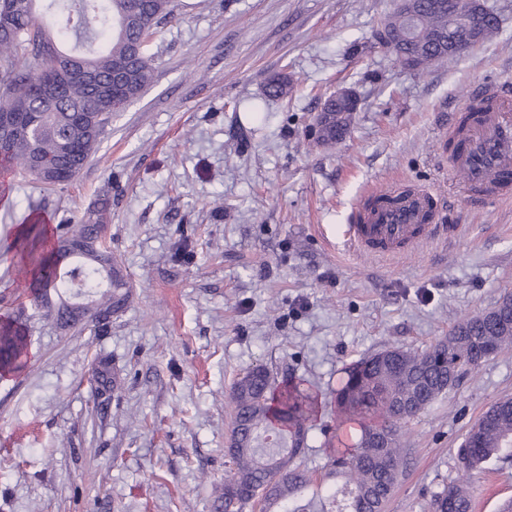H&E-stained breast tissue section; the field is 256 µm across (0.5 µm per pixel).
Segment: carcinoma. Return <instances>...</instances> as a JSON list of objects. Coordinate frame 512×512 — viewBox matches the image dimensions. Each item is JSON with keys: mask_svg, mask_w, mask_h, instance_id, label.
<instances>
[{"mask_svg": "<svg viewBox=\"0 0 512 512\" xmlns=\"http://www.w3.org/2000/svg\"><path fill=\"white\" fill-rule=\"evenodd\" d=\"M11 18L0 24V114L13 123L0 143V173L20 171L42 184L37 157L51 159L60 173L58 184L76 177L97 152L112 113L99 111L100 84L115 74L126 81L115 94L131 102L154 78L149 41L158 24L174 9V0H46L51 27L39 17L41 0H3ZM470 11V0H413L411 11L399 7L374 33L383 46L408 24L413 37L402 52L415 58L420 70L436 61L461 55L491 38L498 29L495 13L475 35L457 18ZM77 61L88 78L70 84L61 100L38 95V85L57 78ZM292 90L287 75L275 74L266 84L269 98ZM329 114L323 145L347 133L353 113L324 100ZM111 204L101 198L80 222L65 224L51 236L44 219L28 221L15 249L37 294L44 316L69 315L65 296L95 295L94 309L103 314V328L121 312L130 284L118 259L93 242L106 234ZM496 351L512 347V294L505 293L492 309L466 315L451 333L422 350L388 346L346 367L347 380L336 392V421H357L361 435L350 449L336 454L326 494H306L313 484L296 463L308 423L317 404L296 383L281 385L264 365H257L231 386L232 431L228 454L231 467L217 501L224 512H244L260 502L262 512H383L385 502L406 465L404 424L426 412L460 380L489 360L488 344ZM29 341L22 326L0 323V371L21 369ZM93 378L103 391L117 389V377L101 365ZM512 456V398L492 404L467 432L457 461L460 476L434 494L431 512H471L472 472Z\"/></svg>", "mask_w": 512, "mask_h": 512, "instance_id": "obj_1", "label": "carcinoma"}]
</instances>
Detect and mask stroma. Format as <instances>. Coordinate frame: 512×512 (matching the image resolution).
Wrapping results in <instances>:
<instances>
[{
	"label": "stroma",
	"instance_id": "35a3bbf8",
	"mask_svg": "<svg viewBox=\"0 0 512 512\" xmlns=\"http://www.w3.org/2000/svg\"><path fill=\"white\" fill-rule=\"evenodd\" d=\"M486 3L497 33L418 75L374 41L397 0H176L150 44L151 86L75 179L47 191L19 177L0 199V321L26 323L30 343L26 366L0 374V512H217L225 396L258 364L317 399L299 459L323 477L361 434L332 411L349 364L425 349L512 292V200L466 196L448 176V123L471 90L512 88V0ZM278 72L293 90L267 98ZM349 87L350 130L316 146L323 100ZM400 178L437 191L439 234L397 258L349 249L359 197ZM103 195L131 290L97 333L87 316L45 319L7 246L30 210L74 224ZM102 362L120 394L94 382ZM504 397L512 348L407 424L385 512H430L466 433ZM510 499L512 460L474 474L473 512Z\"/></svg>",
	"mask_w": 512,
	"mask_h": 512
}]
</instances>
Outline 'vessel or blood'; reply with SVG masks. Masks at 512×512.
Wrapping results in <instances>:
<instances>
[{"label": "vessel or blood", "mask_w": 512, "mask_h": 512, "mask_svg": "<svg viewBox=\"0 0 512 512\" xmlns=\"http://www.w3.org/2000/svg\"><path fill=\"white\" fill-rule=\"evenodd\" d=\"M481 106L466 129L448 125L449 138L463 148L448 160L452 176L484 201L512 195V98L489 83L465 102ZM439 199L431 191L399 183L366 191L345 227L349 244L367 255L395 256L421 246L436 235Z\"/></svg>", "instance_id": "1"}]
</instances>
